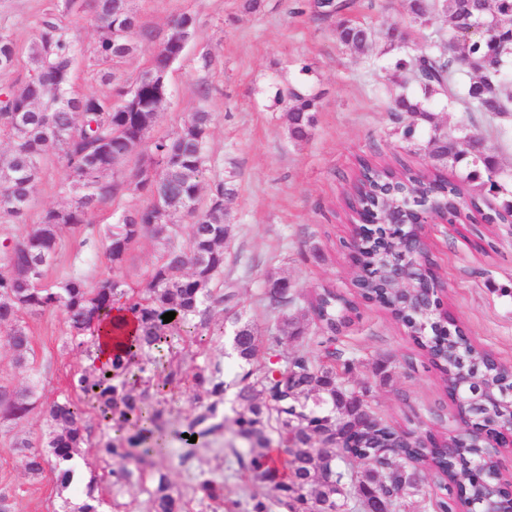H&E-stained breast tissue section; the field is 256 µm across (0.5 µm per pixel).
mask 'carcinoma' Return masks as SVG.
Wrapping results in <instances>:
<instances>
[{
  "label": "carcinoma",
  "instance_id": "carcinoma-1",
  "mask_svg": "<svg viewBox=\"0 0 512 512\" xmlns=\"http://www.w3.org/2000/svg\"><path fill=\"white\" fill-rule=\"evenodd\" d=\"M129 0H92L102 23V36L93 49V60L104 80L114 77V67L139 48L137 16ZM314 12L334 18L344 10L339 0H313ZM413 23L427 27L436 15L446 19L447 38L430 41L427 50L409 52V34L393 25L384 33L393 66L410 74L419 85V97L406 88L392 96L396 112H406L413 121L402 131L409 143L419 139L418 123L430 125L424 150L434 173L396 171L388 166L361 164V195L347 202L353 213L379 210L384 197L394 191L400 197L412 193L434 208L464 193H500L505 190L503 171L484 145L483 135L463 124L445 130L434 120L427 101L445 96L448 104L461 103L470 112L492 117L512 114V78L506 63L512 61V0H408ZM489 30L504 33L499 39L486 36L465 41L464 32L476 18ZM195 32V19L179 15L152 56L149 66L127 87L116 84L110 97L80 93L74 88L73 71L77 44L71 31L54 12L40 23L27 55L32 74L8 86L0 101V137L9 149L0 156V222L21 224L36 193L42 166L57 160L66 168L70 204L44 211L40 222L20 240L3 244L0 257V327L7 328V342L17 367L37 370L35 351L25 318H39L60 311L66 315V335L76 346L95 325L108 323L116 300L122 299L134 313L137 326L126 347L113 354L107 370L88 366L71 374L68 390L45 401L36 384L9 390L0 400V424L18 423L39 411L46 431L37 440L21 439L13 444L24 471L31 477L52 465L61 487H69V471L63 465L81 455L89 442L91 425L77 397L88 398L99 418L117 426V435L98 442L96 457L111 462L107 472L112 487L134 483L141 471V454L148 429L158 425L162 410L146 408V391L136 389L146 367L140 358L161 352L171 338L186 333L203 337L214 334L215 308L237 307V292L224 285V216L236 192L219 179L207 200H202L203 182L210 166L205 144L212 114L198 109L172 135L149 139L158 113L156 105L166 100L169 85L156 78L176 63L172 46ZM337 41L358 53L376 43V31L342 18L336 24ZM19 50L13 40L0 33V75L16 66ZM285 103L288 136L293 141L309 139L316 126L319 97L291 89L281 96ZM138 159L135 187L146 191L148 203L127 211L108 225L101 242L111 268L121 269L130 250L141 237L149 236L157 258L145 284L132 286L107 277L88 284L77 272L53 283L45 281L46 270L57 259L61 231L67 226L90 227L89 215L101 200L114 195L117 185L107 173L130 158ZM470 159L473 170L462 183L445 181L438 170ZM190 224L186 243L179 242L180 224ZM389 250L374 243L361 251L363 268L383 273ZM263 292L266 308L275 316L273 325L235 321L233 348L239 362L234 385L243 411L229 421L224 417V368L219 362L196 369L169 366L163 385L183 383L193 387L200 408L189 421L191 430L222 435L231 431L239 447H231L239 468L255 487L268 488L264 499L250 497L246 512H362L370 497L389 493L384 485V466L395 468L404 494L392 502L393 512H428L432 505L441 512L468 507L478 510L500 491L496 480L473 481L467 472L480 462L478 435L464 429L438 445L431 430L407 442L393 425L381 421L370 435L361 424L365 412L373 411L365 394L350 378L359 365L355 354L336 345L340 335L359 315V301L377 293L379 280L364 285L349 298L334 288L322 287L308 306L295 304L296 291L288 278L275 272L266 275ZM173 311L175 318L163 322ZM316 335L309 336V327ZM409 335L451 388L459 372V356L437 349L429 342L438 325L422 314H411L405 324ZM311 341L314 348L289 354L290 342ZM487 352L472 349V358L482 364L484 387L496 393L500 379L484 364ZM143 453H138V449ZM277 452L283 470L271 465ZM137 465L132 469L129 464ZM445 483L444 490L462 481L466 501L456 499L432 503L419 479L421 468ZM147 489L148 512H184L183 494L173 490L169 475L152 473ZM102 498L90 484L84 496L65 501L66 512H98Z\"/></svg>",
  "mask_w": 512,
  "mask_h": 512
}]
</instances>
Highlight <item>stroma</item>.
Masks as SVG:
<instances>
[{"label":"stroma","mask_w":512,"mask_h":512,"mask_svg":"<svg viewBox=\"0 0 512 512\" xmlns=\"http://www.w3.org/2000/svg\"><path fill=\"white\" fill-rule=\"evenodd\" d=\"M53 2L0 0V30L11 35L21 53L13 74L0 76V88L28 76L31 66L25 51L37 34L41 14ZM307 2L259 0L257 8L248 11L244 0H131L140 26V49L116 70L119 80H134L148 66L171 20L185 12L195 17L196 33L168 75L170 95L153 134L176 132L197 109L212 112L206 142L210 175L223 177L236 190L224 218L229 226L224 280L236 289L245 317L262 326L274 322L260 300L267 273L288 277L304 301L321 286L349 296L356 293L357 270L349 257L354 223L344 199L359 176L360 160L415 170L429 166L424 151L401 135L409 115L393 111L390 105V93L398 83L413 90L416 82L394 69L383 43H376L365 55L342 46L336 40L335 22L316 19ZM347 3L346 18L379 30L393 22L408 29L417 52L447 31L439 15L426 29H412L404 0ZM63 22L77 34L81 48L76 89L111 95L112 83L103 81L92 64L100 29L88 0H74ZM206 51L218 53L219 61L203 71L197 60ZM203 82L211 89L205 99L198 94ZM292 87L319 97L316 126L303 142L289 139L284 105L277 100ZM429 108L444 127L463 122L475 126L505 172L512 173V134L501 135V120L465 111L443 98L432 100ZM135 166L131 160L114 173L119 189L93 211L92 223H115L124 209L146 204V194L128 185ZM65 179L61 163L44 167L26 224H0V242L21 238L27 224L37 223L43 210L66 206L69 197L61 188ZM477 230L474 224L426 228L431 255L446 286L443 301L449 312L463 322L476 346L512 365V297L501 296L498 290L512 281V236L497 231L491 238L493 250L485 254L477 246ZM61 239L48 279L74 269L91 283L110 276L97 237L66 228ZM359 312V321L343 339L361 360L353 375L355 386L367 387L374 410L399 429L429 428L436 435H447L446 417L452 405L438 371L388 309L364 302ZM29 329L37 372L17 368L0 335V384L21 387L35 381L43 398L51 400L66 392L70 373L87 366L88 360L83 349L68 342L63 313L30 320ZM232 331V326H225L223 335L209 337L204 347L181 349L176 362L190 369L224 361L231 351ZM147 389L149 408L163 411L162 450L147 461L152 469L168 472L188 512H214L193 492L205 480L222 485L228 497L247 500L253 487L227 451L232 434L201 435L193 442L186 437L198 407L194 391L171 386L159 395L152 383ZM44 430L37 412L20 423L0 426V493L10 495L13 512H62L64 500L92 482L103 488L104 512H146L141 483L119 491L106 487L108 465L90 450L83 455V475L71 488H61L59 473L52 469L29 477L12 446L22 438L38 439Z\"/></svg>","instance_id":"35a3bbf8"}]
</instances>
